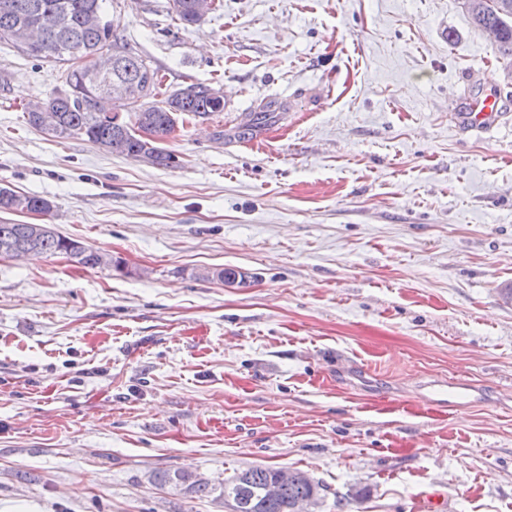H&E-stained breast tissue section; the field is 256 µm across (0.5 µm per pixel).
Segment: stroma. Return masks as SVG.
<instances>
[{"label": "stroma", "mask_w": 512, "mask_h": 512, "mask_svg": "<svg viewBox=\"0 0 512 512\" xmlns=\"http://www.w3.org/2000/svg\"><path fill=\"white\" fill-rule=\"evenodd\" d=\"M106 10L165 93L224 109L177 126L175 168L54 139L22 105L65 64L0 42V186L54 205L0 222L122 265L0 257V512H224L153 474L255 465L320 482L319 512H512V79L462 0ZM489 93L497 126L461 125ZM443 378L480 401L435 406ZM195 0H172L173 11L176 14L178 20L185 25L199 24L205 16L213 9V0L203 1L206 10L202 15H198L194 9Z\"/></svg>", "instance_id": "obj_1"}]
</instances>
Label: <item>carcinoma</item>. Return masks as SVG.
<instances>
[{"label":"carcinoma","mask_w":512,"mask_h":512,"mask_svg":"<svg viewBox=\"0 0 512 512\" xmlns=\"http://www.w3.org/2000/svg\"><path fill=\"white\" fill-rule=\"evenodd\" d=\"M480 0H463L475 27L495 36L498 59L512 62V0H501L494 9L478 7ZM105 0H0V41L11 42L23 54L37 59H54L70 64L67 89L54 91L46 101L26 111L28 124L52 138L81 135L108 152L136 159L143 153L163 168L179 165L176 154L159 146V141L174 130L178 118H206L224 111L220 91L208 84L190 83L158 101L161 78L140 54L118 44L112 21L105 18ZM173 11L185 25L201 23L205 15L194 9V0H172ZM26 26L41 32L36 44L23 47L14 39L15 30ZM96 53L116 56L109 77L97 75ZM109 85L121 87L125 96H117V111L104 112L91 99L107 97ZM52 202L36 195L19 194L0 187V212H30L47 215ZM35 249L42 255L57 256L72 252L73 263L83 268H102L112 258L83 242L58 233L52 225L35 232L29 224L0 223V256L20 249ZM278 469L255 466L234 473L218 484L196 479L180 468L154 475V482L194 494H229L238 502L239 512H296L299 500L320 493V485L309 477L284 487L274 499L263 495L274 481Z\"/></svg>","instance_id":"cac0c4a2"}]
</instances>
